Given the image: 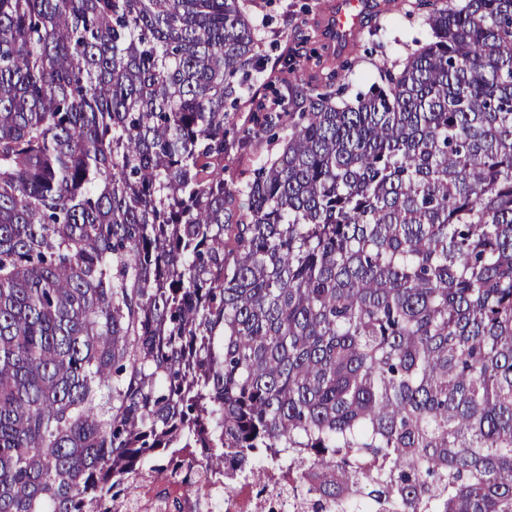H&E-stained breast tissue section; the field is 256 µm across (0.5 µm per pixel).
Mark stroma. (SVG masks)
I'll list each match as a JSON object with an SVG mask.
<instances>
[{"instance_id":"stroma-1","label":"stroma","mask_w":512,"mask_h":512,"mask_svg":"<svg viewBox=\"0 0 512 512\" xmlns=\"http://www.w3.org/2000/svg\"><path fill=\"white\" fill-rule=\"evenodd\" d=\"M335 5L336 0H264L255 11L265 55L260 82H276L283 59L305 38L322 59L354 60L349 77V92L354 95L367 91L377 79L376 62L402 60L408 47L418 41L427 42L430 37L423 20L407 18L398 0H371L357 35L348 42H336L329 26ZM279 149V144L266 139H251L246 152L225 157V173L237 181H246L259 163Z\"/></svg>"}]
</instances>
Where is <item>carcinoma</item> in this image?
Segmentation results:
<instances>
[{"mask_svg":"<svg viewBox=\"0 0 512 512\" xmlns=\"http://www.w3.org/2000/svg\"><path fill=\"white\" fill-rule=\"evenodd\" d=\"M258 0H0V512L198 470L305 512H512V0L253 113ZM250 148L244 153L232 152L224 158L225 176L234 177L238 182H245L253 169L271 155L276 154L282 143H270L263 138H249Z\"/></svg>","mask_w":512,"mask_h":512,"instance_id":"cac0c4a2","label":"carcinoma"}]
</instances>
